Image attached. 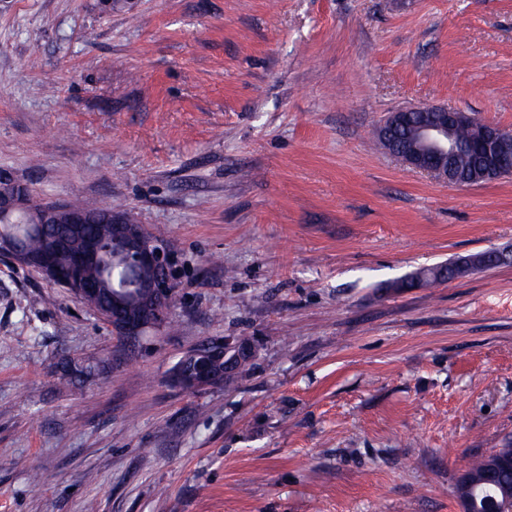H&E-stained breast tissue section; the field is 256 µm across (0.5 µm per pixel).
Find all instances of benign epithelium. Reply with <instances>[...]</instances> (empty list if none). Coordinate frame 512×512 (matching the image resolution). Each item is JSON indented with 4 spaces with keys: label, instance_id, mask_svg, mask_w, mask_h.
<instances>
[{
    "label": "benign epithelium",
    "instance_id": "benign-epithelium-1",
    "mask_svg": "<svg viewBox=\"0 0 512 512\" xmlns=\"http://www.w3.org/2000/svg\"><path fill=\"white\" fill-rule=\"evenodd\" d=\"M422 113L426 118L413 125V132L422 143L423 152L412 155L391 143L387 152L403 165L425 173L437 182L464 187L466 183L455 175L452 161L458 144L452 137L456 128L467 124L474 130L470 150L486 166L485 174H493L505 167L512 153V140L503 136L495 124L475 120L469 113L438 105L409 106L388 115L380 124L393 129L406 124L411 113ZM27 217V223L39 227L55 224L63 232L53 239L38 255L22 250L18 242L0 235V256H8L19 264L38 270L49 280L72 292L86 302L100 296L94 279L74 280L72 271L60 268L56 254L73 253V267L95 264L107 250L127 256L131 266L151 271L148 280H138L129 291L112 296V307L104 308L112 332L134 342L149 329L163 326L172 307L171 281L167 273L175 265L173 251L157 242L144 225L122 212L112 213V235L109 246L84 232L88 211H76L64 203H35L24 192H0V222L10 223L15 214ZM254 355L252 345L236 338L214 339L185 355L186 364L172 370L170 382L185 390H196L224 382V376L234 373L249 363ZM497 496L484 502L485 512H512V488L496 487Z\"/></svg>",
    "mask_w": 512,
    "mask_h": 512
}]
</instances>
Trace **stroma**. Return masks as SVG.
Here are the masks:
<instances>
[{
    "mask_svg": "<svg viewBox=\"0 0 512 512\" xmlns=\"http://www.w3.org/2000/svg\"><path fill=\"white\" fill-rule=\"evenodd\" d=\"M0 0V174L172 241L135 346L0 258V512H464L512 440V176L449 187L373 144L433 104L512 131V0ZM253 340L184 390L200 341ZM497 251L499 249H485L475 254L421 269L408 278L396 281L392 284V287L397 289L431 287L463 277L476 270L500 265L496 260ZM442 271H446L447 275H441ZM253 355L254 350L249 342L230 337L214 339L210 344L207 342L203 347H196L185 355L186 365L172 370L170 382L185 390L212 387L223 382L226 386L251 370V366H246L236 376L224 380L225 375L248 364Z\"/></svg>",
    "mask_w": 512,
    "mask_h": 512,
    "instance_id": "35a3bbf8",
    "label": "stroma"
}]
</instances>
